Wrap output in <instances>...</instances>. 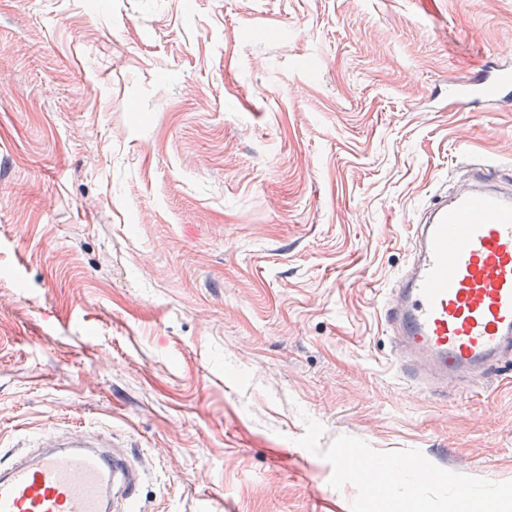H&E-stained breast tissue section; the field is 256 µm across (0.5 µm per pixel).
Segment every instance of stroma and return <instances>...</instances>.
<instances>
[{
  "label": "stroma",
  "instance_id": "1",
  "mask_svg": "<svg viewBox=\"0 0 512 512\" xmlns=\"http://www.w3.org/2000/svg\"><path fill=\"white\" fill-rule=\"evenodd\" d=\"M488 62L512 0H0V467L79 427L138 512H512V363L419 392L382 316L431 198L512 180V102L448 105ZM339 469H342L351 478L361 483L367 491L373 494H386L395 483L400 467H395L385 475L377 474L375 463L370 460L351 463L346 453L336 459Z\"/></svg>",
  "mask_w": 512,
  "mask_h": 512
}]
</instances>
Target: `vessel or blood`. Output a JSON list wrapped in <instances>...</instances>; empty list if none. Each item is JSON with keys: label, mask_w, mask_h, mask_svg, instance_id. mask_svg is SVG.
Wrapping results in <instances>:
<instances>
[{"label": "vessel or blood", "mask_w": 512, "mask_h": 512, "mask_svg": "<svg viewBox=\"0 0 512 512\" xmlns=\"http://www.w3.org/2000/svg\"><path fill=\"white\" fill-rule=\"evenodd\" d=\"M451 107L512 100V72L478 69L448 91ZM398 365L413 387L491 375L512 359V189L475 167L471 182L434 196L415 226L413 258L383 308ZM373 494L398 472L336 459ZM142 476L128 452L79 432L0 473V512H115L139 499Z\"/></svg>", "instance_id": "1"}]
</instances>
